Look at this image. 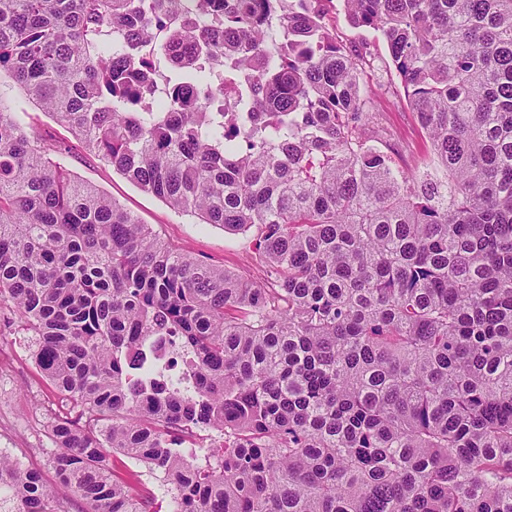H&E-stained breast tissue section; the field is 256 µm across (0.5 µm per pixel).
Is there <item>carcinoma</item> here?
I'll list each match as a JSON object with an SVG mask.
<instances>
[{
    "label": "carcinoma",
    "mask_w": 512,
    "mask_h": 512,
    "mask_svg": "<svg viewBox=\"0 0 512 512\" xmlns=\"http://www.w3.org/2000/svg\"><path fill=\"white\" fill-rule=\"evenodd\" d=\"M323 0H0V82L199 224L265 288L161 240L0 96V311L65 401L89 512H512V0H343L386 42L437 177L368 144L367 54ZM152 336L193 388L148 375ZM224 434L181 449L173 434ZM0 503L66 512L0 454ZM113 471L116 477L120 480L127 479L132 471L139 472L140 479L142 480L141 488L150 492L153 500V510L159 512H170L172 510L170 498L165 495L162 481L159 478L148 473L145 469L140 468L132 460L118 455L113 463Z\"/></svg>",
    "instance_id": "1"
}]
</instances>
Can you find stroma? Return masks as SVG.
<instances>
[{"instance_id":"35a3bbf8","label":"stroma","mask_w":512,"mask_h":512,"mask_svg":"<svg viewBox=\"0 0 512 512\" xmlns=\"http://www.w3.org/2000/svg\"><path fill=\"white\" fill-rule=\"evenodd\" d=\"M326 10V21L340 39L351 46L368 47L372 53L373 64L361 78L375 92L374 129L386 132L398 163L422 167L428 156V144L408 105L385 44L374 31L352 27L341 0H328ZM0 92L38 138L62 147L57 160L69 173L96 186L181 251L250 281L266 284L265 269L253 250L251 236L212 224L194 223L191 217L142 191L112 168L85 156L64 125L28 102L17 89L5 85L0 87ZM29 345V337L18 333L15 327L0 324V350L10 354L8 362L0 366V450L40 469L56 496L65 502L67 512H88L87 505L70 488L57 483L48 465L51 452L48 428L56 414L65 412L66 406L36 369Z\"/></svg>"}]
</instances>
